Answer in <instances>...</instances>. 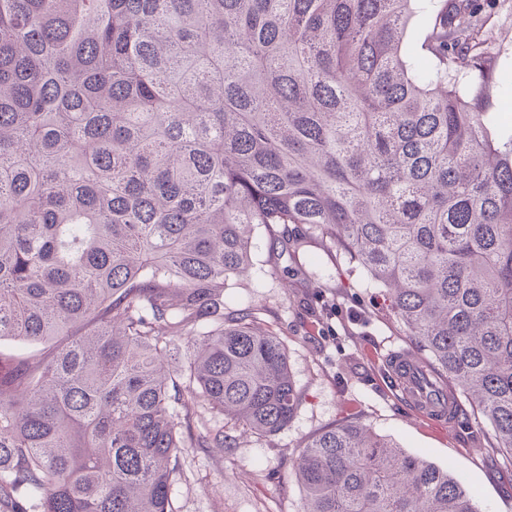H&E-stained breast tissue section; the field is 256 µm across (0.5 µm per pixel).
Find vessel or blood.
Listing matches in <instances>:
<instances>
[{"instance_id": "b4317fda", "label": "vessel or blood", "mask_w": 512, "mask_h": 512, "mask_svg": "<svg viewBox=\"0 0 512 512\" xmlns=\"http://www.w3.org/2000/svg\"><path fill=\"white\" fill-rule=\"evenodd\" d=\"M388 361L396 390L411 403L418 415L440 424L453 423L456 411L453 400H442L433 394L428 375L415 358L395 350Z\"/></svg>"}]
</instances>
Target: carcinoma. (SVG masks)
<instances>
[{
  "instance_id": "1",
  "label": "carcinoma",
  "mask_w": 512,
  "mask_h": 512,
  "mask_svg": "<svg viewBox=\"0 0 512 512\" xmlns=\"http://www.w3.org/2000/svg\"><path fill=\"white\" fill-rule=\"evenodd\" d=\"M482 0H0V512H173L186 448L288 427L276 332L224 288L303 224L390 291L512 458V126ZM425 31L406 48L410 22ZM183 365L168 368L173 350ZM215 426L193 432L190 406ZM303 512H478L343 421Z\"/></svg>"
}]
</instances>
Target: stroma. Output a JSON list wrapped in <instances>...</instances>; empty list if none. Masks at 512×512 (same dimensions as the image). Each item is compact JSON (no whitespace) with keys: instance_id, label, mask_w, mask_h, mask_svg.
<instances>
[{"instance_id":"1","label":"stroma","mask_w":512,"mask_h":512,"mask_svg":"<svg viewBox=\"0 0 512 512\" xmlns=\"http://www.w3.org/2000/svg\"><path fill=\"white\" fill-rule=\"evenodd\" d=\"M486 30L502 66L512 68V0H496ZM251 269L224 290L225 310L254 309L288 351L300 397L287 429L270 437L225 424L237 446L189 448L184 478L172 489L174 512H301L302 490L293 463L297 449L323 427L343 420L369 424L406 452L448 469L470 488L480 512H512V462L496 453L491 425L471 418V429L415 417L394 391L385 366L392 350L411 343L392 317L382 287L320 233L291 241L284 255L270 249L257 225ZM356 312L335 333L340 314Z\"/></svg>"}]
</instances>
